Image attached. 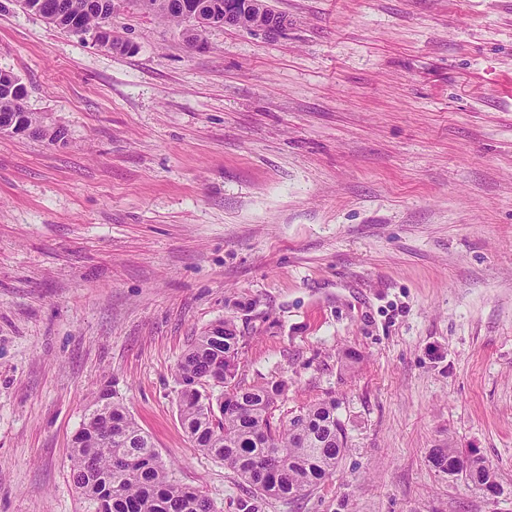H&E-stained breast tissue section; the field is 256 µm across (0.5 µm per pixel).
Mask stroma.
Segmentation results:
<instances>
[{"instance_id": "obj_1", "label": "stroma", "mask_w": 512, "mask_h": 512, "mask_svg": "<svg viewBox=\"0 0 512 512\" xmlns=\"http://www.w3.org/2000/svg\"><path fill=\"white\" fill-rule=\"evenodd\" d=\"M189 46L121 0L117 52L6 0L0 69L57 144L0 135V512H94L70 478L112 391L218 512L177 363L233 319L278 415L335 396L336 475L258 512H512V0H268ZM453 442L489 497L429 460ZM210 0L216 14L224 17V26L240 27L251 31L275 34L288 25V20L269 12L266 0ZM237 1V2H233ZM244 1V2H240ZM224 5V11L221 6Z\"/></svg>"}]
</instances>
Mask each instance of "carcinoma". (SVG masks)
<instances>
[{"mask_svg":"<svg viewBox=\"0 0 512 512\" xmlns=\"http://www.w3.org/2000/svg\"><path fill=\"white\" fill-rule=\"evenodd\" d=\"M47 23L64 31L69 22L87 32L112 26L116 0H47ZM149 13L159 22L185 23L182 3L194 0H150ZM20 77L0 70V127L19 121L32 135L54 144L64 139L58 127L26 109L13 91ZM238 336L232 320L206 328L177 364L179 385H190L188 398L178 397L181 425L193 446L224 463L260 497L290 500L333 477L348 448L339 403L327 397L303 408L287 422L276 421L283 394L281 383L245 386L238 379ZM221 388L220 396L214 390ZM432 463L448 470L459 459V472L480 488L491 474L482 460L462 459L451 444L430 451ZM76 488L97 505L95 512H216L202 491L175 482L151 438L125 406L104 390L93 396L71 452Z\"/></svg>","mask_w":512,"mask_h":512,"instance_id":"cac0c4a2","label":"carcinoma"}]
</instances>
